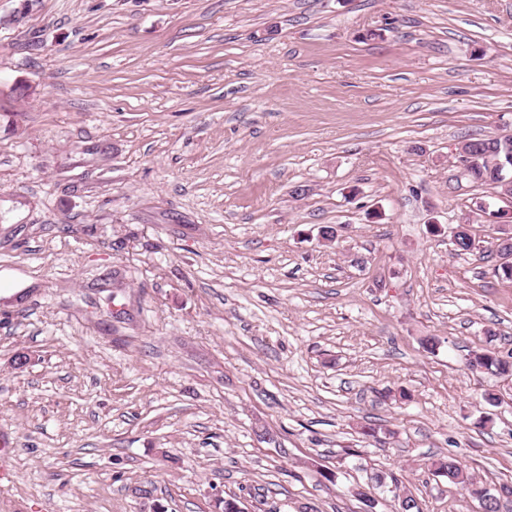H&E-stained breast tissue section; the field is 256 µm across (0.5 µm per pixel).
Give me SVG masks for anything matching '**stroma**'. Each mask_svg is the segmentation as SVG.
<instances>
[{"label": "stroma", "instance_id": "35a3bbf8", "mask_svg": "<svg viewBox=\"0 0 512 512\" xmlns=\"http://www.w3.org/2000/svg\"><path fill=\"white\" fill-rule=\"evenodd\" d=\"M510 132L512 0H0V512H480ZM505 135H500L498 138ZM498 138L471 139L464 143L467 149L475 147L481 154L478 158L479 165L468 176L474 183L481 185H490L494 188H498L497 185H500L502 190L499 196L506 200L510 199L512 203V177L505 178L501 176L496 185L490 176V173L495 169V160L498 158V155L502 158L504 157L505 142ZM468 365L478 373L511 376L512 350H509L506 354L492 351H476L470 354ZM432 466L434 473L446 477L448 482L464 485L469 496L476 499L480 506L481 501L484 500V506L488 510L487 512H499L501 499L512 497V485L502 484L499 489L492 491V489L486 486L471 481L461 464L454 458L438 459L432 463ZM490 495H493L498 501L489 500V497L486 496Z\"/></svg>", "mask_w": 512, "mask_h": 512}]
</instances>
